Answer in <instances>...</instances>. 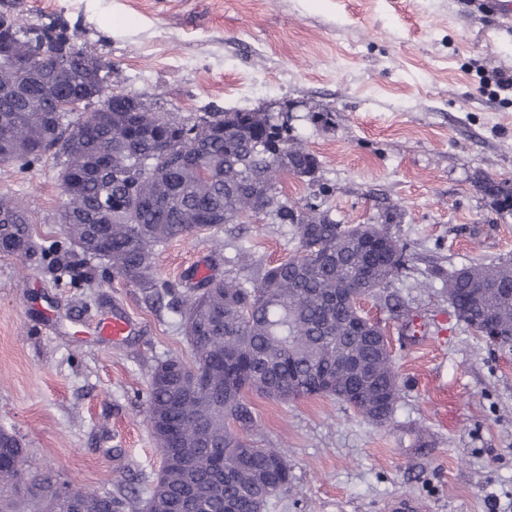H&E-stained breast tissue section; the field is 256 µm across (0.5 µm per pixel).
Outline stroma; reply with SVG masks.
Here are the masks:
<instances>
[{
    "instance_id": "stroma-1",
    "label": "stroma",
    "mask_w": 512,
    "mask_h": 512,
    "mask_svg": "<svg viewBox=\"0 0 512 512\" xmlns=\"http://www.w3.org/2000/svg\"><path fill=\"white\" fill-rule=\"evenodd\" d=\"M38 27L63 23L71 42L111 68L112 89L156 112L282 113L320 163L316 183L283 176L290 204H317L351 224L397 214L411 260L389 290L425 324L411 334L379 295L362 306L387 330L400 398L377 425L332 398L252 397L265 448L292 467L289 491L264 512H387L398 495L426 512H512V351L459 322L444 278L512 259V213L476 189L512 181V24L473 0H0ZM0 194L22 198L37 242L61 237L52 158L0 165ZM262 265L299 248L291 224L266 217L159 247L146 296L112 271L88 288L42 264L0 255V425L29 472L120 494L157 476L146 421L151 374L190 359L179 315L197 265L240 273L237 246ZM135 322L115 341L100 323Z\"/></svg>"
}]
</instances>
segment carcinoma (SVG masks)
<instances>
[{
    "mask_svg": "<svg viewBox=\"0 0 512 512\" xmlns=\"http://www.w3.org/2000/svg\"><path fill=\"white\" fill-rule=\"evenodd\" d=\"M2 43L44 62L69 59L46 72L11 70L0 58V165L30 168L49 154L60 165L66 240L40 246L47 266L83 287L98 260L150 289L159 246L257 215L296 225L300 247L273 266L247 264L246 278L193 285L180 311L191 359L158 363L149 383L146 421L162 468L146 497L119 499L30 475L20 440L0 427V512H18L10 488L23 481L33 512H73L86 499L92 512H263L293 475L285 452L250 439L258 421L249 395L326 396L375 424L391 418L400 398L391 354L380 331L336 296L385 288L405 267L406 246L389 228L393 213L377 224H343L328 210L282 200L280 177L314 182L320 162L272 112L217 110L192 120L113 92L89 117L80 103L105 87L99 60L61 29L0 13ZM32 252L27 206L0 196V254ZM448 295L475 333L495 318L498 347L512 350L511 259L452 271Z\"/></svg>",
    "mask_w": 512,
    "mask_h": 512,
    "instance_id": "1",
    "label": "carcinoma"
}]
</instances>
